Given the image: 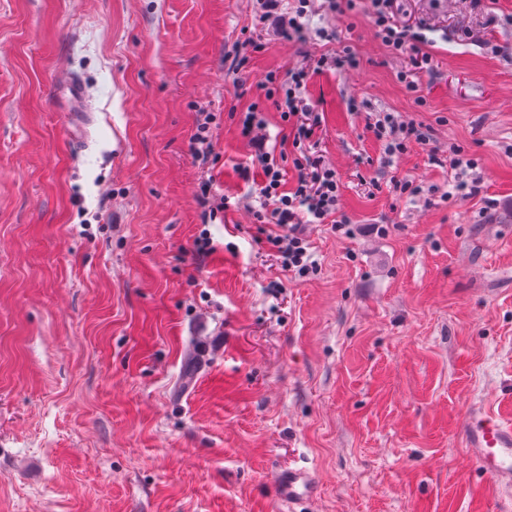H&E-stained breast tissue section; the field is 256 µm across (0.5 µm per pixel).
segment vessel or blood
Returning a JSON list of instances; mask_svg holds the SVG:
<instances>
[{"label":"vessel or blood","mask_w":512,"mask_h":512,"mask_svg":"<svg viewBox=\"0 0 512 512\" xmlns=\"http://www.w3.org/2000/svg\"><path fill=\"white\" fill-rule=\"evenodd\" d=\"M467 446L485 473L501 488L512 489V423L499 421L481 409H473L465 429ZM318 478L312 470L285 467L274 478L276 499L287 508L311 498Z\"/></svg>","instance_id":"vessel-or-blood-1"}]
</instances>
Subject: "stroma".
Masks as SVG:
<instances>
[{
    "mask_svg": "<svg viewBox=\"0 0 512 512\" xmlns=\"http://www.w3.org/2000/svg\"><path fill=\"white\" fill-rule=\"evenodd\" d=\"M510 14L400 0L431 26L422 108L368 14L335 21L360 66L309 93L355 232L308 227L301 278L254 218L232 120L213 171L189 135L198 107H245L322 42L268 35L249 0H0V512H282L290 463L318 476L295 512H512L464 437L475 406L512 422V27L487 21ZM245 28L264 48L237 83ZM353 98L433 123L431 147L380 171ZM452 143L484 188L446 202L429 151ZM209 174L242 203L207 225ZM393 174L437 193L359 184Z\"/></svg>",
    "mask_w": 512,
    "mask_h": 512,
    "instance_id": "obj_1",
    "label": "stroma"
}]
</instances>
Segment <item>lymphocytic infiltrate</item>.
Listing matches in <instances>:
<instances>
[{"label":"lymphocytic infiltrate","instance_id":"obj_1","mask_svg":"<svg viewBox=\"0 0 512 512\" xmlns=\"http://www.w3.org/2000/svg\"><path fill=\"white\" fill-rule=\"evenodd\" d=\"M359 0H253L258 22L271 27L284 38L304 37L309 17L324 15L339 18L355 13ZM396 0H370V19L388 56L400 60L396 79L404 90L423 103L419 93L421 74L434 70L433 58L423 46L427 41L425 22L408 24L397 17ZM359 58L350 48L322 53L314 64H302L289 70L267 71L260 87L261 99L245 108H230L228 113L199 109L189 138V152L201 168H208L216 158L217 133L225 119H232L238 135L248 147L245 162L238 164L242 176L257 171L261 180L255 187L260 207L254 215L257 223L273 225L267 236L274 256L282 269L307 277L315 270L309 252L305 228L311 224L330 225L341 237L351 235L348 218L340 210L343 182L335 166L327 161L320 148L319 135L325 116L308 93L312 72H344L358 67ZM275 108L284 131V148L270 145L264 133L268 108ZM367 128L381 150L380 164L392 167L412 147L425 146L434 129L423 121L404 117L398 112H372ZM434 165L457 171L458 177L449 197L473 198L481 191L482 176L474 159L468 158L459 145L448 147L447 154H431ZM296 172L293 185H286L285 165Z\"/></svg>","mask_w":512,"mask_h":512}]
</instances>
